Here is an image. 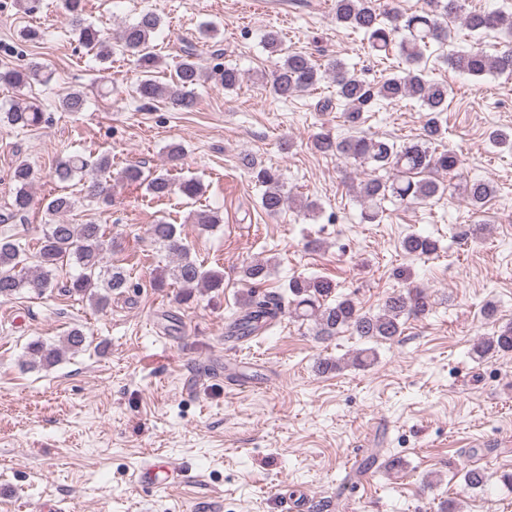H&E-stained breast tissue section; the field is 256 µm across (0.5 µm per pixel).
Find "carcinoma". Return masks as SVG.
<instances>
[{"mask_svg": "<svg viewBox=\"0 0 512 512\" xmlns=\"http://www.w3.org/2000/svg\"><path fill=\"white\" fill-rule=\"evenodd\" d=\"M427 8L407 13L391 2L376 0H334L336 24L363 33L368 48L376 55L389 52L394 36L402 34L398 43L400 55L408 68L378 83L363 80L345 62L333 58L324 65L315 63L308 54L299 51L283 53L278 32L271 30L263 37V47L272 56H281L273 73L271 91L286 100L318 84L329 76L336 86V101L341 107L344 121L351 126L359 124L363 114L370 112L380 101L390 104L405 99H415L428 112L424 126V142L399 146L382 138L354 137L337 140L328 134H320L313 141L314 148L324 154L343 156L372 166V171H383L386 177L373 175L361 181L356 193L361 203L360 221L374 224L381 219L383 203L395 201L406 206L420 204L444 193L448 186L432 179H421L427 171L452 173L459 159L452 151L437 153L430 145L445 134L441 114L448 110V85L425 78L418 64L430 44L444 45L450 31L447 19H460L465 28L475 34L498 31L512 38V13L463 12L462 0H426ZM64 9L81 44L99 58L112 56V49L132 57L139 71L135 86L138 97L148 103L162 101L176 111H190L196 105L194 87L208 78L199 62L196 46L183 49L176 62L170 82L161 84L155 71L160 65L152 52L151 43L162 30L161 17L151 10L141 12L133 22L123 25L113 44L102 39L100 31L84 17V0H63ZM446 62L455 71L472 77L512 74V48L496 55L483 50L457 51L446 56ZM50 75L45 67L33 64L25 69L0 72V82L17 89L46 84ZM87 96L78 91L62 99L61 106L67 112H82ZM44 120L40 104L28 99H18L7 109H0V125L25 130ZM111 159L101 155L96 159L81 154L59 157L53 167V179L68 183L76 178L83 180V199L90 202L108 203L106 187L96 179L85 180L88 171L108 172ZM252 180L262 188L261 208L269 215L282 211L288 202L284 192L282 173L273 168L248 163ZM123 181L146 184V191L155 199L163 200L179 194L193 201L201 193L200 183L194 179L176 181L164 173L151 175L142 180L141 170L127 167L121 174ZM35 180L31 165L18 163L12 173L15 185L11 203L0 212V224H11L17 218L23 220L32 203L30 186ZM494 192L490 182L474 179L462 185V194L468 203L478 207ZM75 208V200L67 194L48 198L46 210L57 217L48 225L40 239L36 252L37 264L26 266L27 245L18 238L0 239V299H10L27 290L43 295L57 287L56 272L65 265H72L78 273L64 285L66 291L88 298L99 308H107L112 296H119L129 288L130 278L120 266L104 264V229L94 221L70 224L64 216ZM192 222L209 230L222 222L213 209L191 212ZM153 241L172 256V265L163 268L153 279L156 288H163L167 280L186 289L184 298L191 297L194 288L217 290L224 285V274L218 270H206L191 256L177 231V227L165 221L150 226ZM402 249L412 256H430L436 253L437 242L426 236L411 233L401 241ZM270 275V260H255L242 267V278L250 285L263 283ZM336 285L326 277H293L288 282V298L261 295L252 290L243 298V312L228 324L227 335L246 338L264 332L285 313L312 324L314 336L329 339L345 329L367 341H391L401 336L406 321L422 317L428 312L427 293L420 288H408L389 296L377 313L367 312L347 297L333 298ZM84 332L74 327L57 344L34 340L27 345L29 365L52 367L62 361L69 352L82 348ZM473 355L478 360L512 352V322L498 328L490 336H482L473 344Z\"/></svg>", "mask_w": 512, "mask_h": 512, "instance_id": "1", "label": "carcinoma"}]
</instances>
